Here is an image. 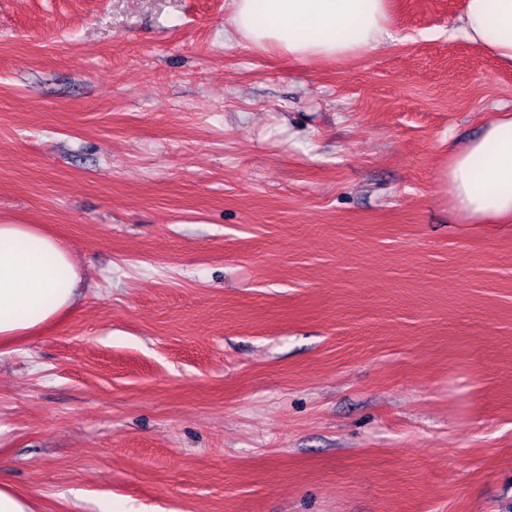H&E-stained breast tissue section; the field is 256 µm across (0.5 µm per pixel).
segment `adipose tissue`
<instances>
[{
    "instance_id": "ef3b65f1",
    "label": "adipose tissue",
    "mask_w": 512,
    "mask_h": 512,
    "mask_svg": "<svg viewBox=\"0 0 512 512\" xmlns=\"http://www.w3.org/2000/svg\"><path fill=\"white\" fill-rule=\"evenodd\" d=\"M236 34L294 61L347 60L390 38L389 0H234ZM458 34L512 65V0H464ZM461 218L512 223V114L453 150L443 172ZM70 252L34 224L0 223V348L17 345L80 299Z\"/></svg>"
}]
</instances>
